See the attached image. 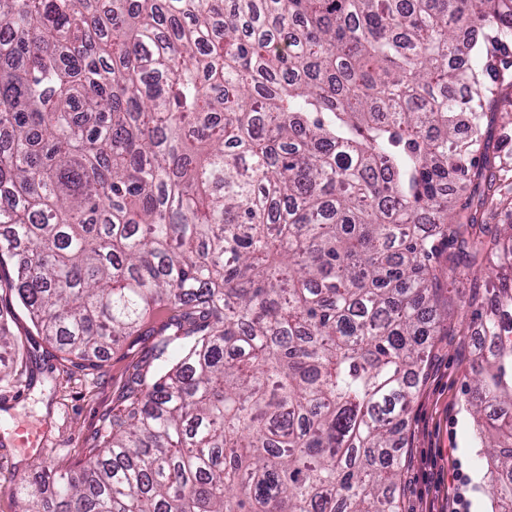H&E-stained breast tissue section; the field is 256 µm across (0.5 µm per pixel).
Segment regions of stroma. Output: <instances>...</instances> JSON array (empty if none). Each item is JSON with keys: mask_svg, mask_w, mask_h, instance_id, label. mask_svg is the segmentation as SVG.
<instances>
[{"mask_svg": "<svg viewBox=\"0 0 512 512\" xmlns=\"http://www.w3.org/2000/svg\"><path fill=\"white\" fill-rule=\"evenodd\" d=\"M13 267L0 261V309L27 354L9 380L0 382V512H16L17 484H35L45 466L70 468L88 460V450L116 407L132 367L145 359L152 339L131 336L100 366L68 361L39 336L10 290ZM459 312L454 335L440 337L405 420L399 450L400 512H490L487 487L478 483L487 465L478 452L476 423L464 405L479 344ZM39 434L36 448L20 446L17 428Z\"/></svg>", "mask_w": 512, "mask_h": 512, "instance_id": "1", "label": "stroma"}]
</instances>
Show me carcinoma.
Here are the masks:
<instances>
[{"label": "carcinoma", "instance_id": "1", "mask_svg": "<svg viewBox=\"0 0 512 512\" xmlns=\"http://www.w3.org/2000/svg\"><path fill=\"white\" fill-rule=\"evenodd\" d=\"M512 0H0V258L39 334L153 353L19 512H398L432 337L512 512ZM474 186V196L460 191ZM488 270L495 279L480 282ZM0 312V380L24 359ZM506 120L498 118L489 130L491 145L498 147L503 166L506 170H510L504 182L505 191L512 187V124H508Z\"/></svg>", "mask_w": 512, "mask_h": 512}]
</instances>
